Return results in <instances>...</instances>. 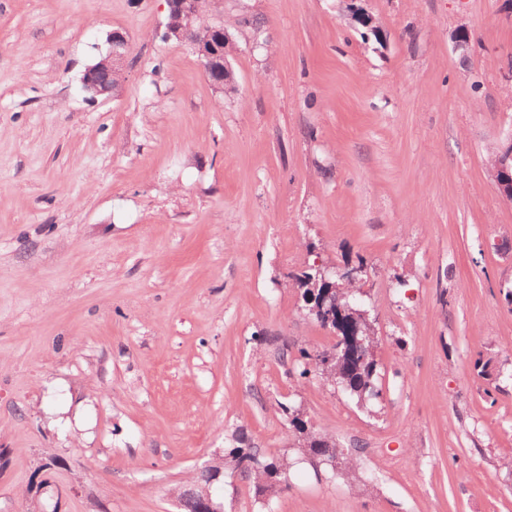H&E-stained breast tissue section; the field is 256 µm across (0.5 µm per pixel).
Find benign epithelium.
<instances>
[{
  "instance_id": "obj_1",
  "label": "benign epithelium",
  "mask_w": 512,
  "mask_h": 512,
  "mask_svg": "<svg viewBox=\"0 0 512 512\" xmlns=\"http://www.w3.org/2000/svg\"><path fill=\"white\" fill-rule=\"evenodd\" d=\"M168 7V23L165 37H173L191 46L205 73L210 72L218 65L224 64V39L214 40V33L227 35L223 29L224 23L212 22L209 30L203 34L194 33L193 24L200 12V0H166ZM128 42L125 35L119 31L112 32L110 37V50L107 56L94 65L89 66L83 74V89L89 94V99L107 98L114 91L112 72L122 69ZM497 175L506 178L499 183L506 198L512 201V143L502 153ZM321 284L331 283L334 277L340 280L366 282L367 270L354 266L342 268L334 263L317 261Z\"/></svg>"
}]
</instances>
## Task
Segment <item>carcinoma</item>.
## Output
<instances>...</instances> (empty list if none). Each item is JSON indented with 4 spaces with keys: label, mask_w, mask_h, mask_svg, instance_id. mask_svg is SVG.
Returning a JSON list of instances; mask_svg holds the SVG:
<instances>
[{
    "label": "carcinoma",
    "mask_w": 512,
    "mask_h": 512,
    "mask_svg": "<svg viewBox=\"0 0 512 512\" xmlns=\"http://www.w3.org/2000/svg\"><path fill=\"white\" fill-rule=\"evenodd\" d=\"M316 269L312 265L295 276V284L303 301L314 308L312 318L322 327L329 326L345 332L353 330L364 340L360 347L340 353L336 365L325 373L317 366L318 353H312L301 347L295 356V367L290 374L301 379L315 375L330 385L340 389L353 399L357 405L368 407L380 397L378 370L375 350L378 339L370 332L360 314L363 306L359 303L361 295L349 292L342 286L314 288L313 279ZM281 410L285 416L288 434L298 444L301 454L310 462L336 460L333 475L345 478L356 484L366 483L364 470L356 456L344 452L331 436L317 429L301 407L295 404H283ZM236 446L229 449L225 459L233 469L253 483L255 493L264 494L273 491L275 483L281 481L290 467L288 460L266 455L247 443L244 435L235 437ZM222 467L212 465L194 476L192 484L178 493V500L185 512H201L206 501V490L219 480Z\"/></svg>",
    "instance_id": "cac0c4a2"
}]
</instances>
